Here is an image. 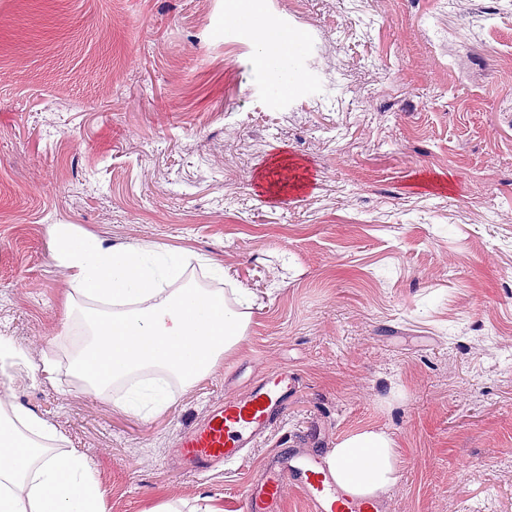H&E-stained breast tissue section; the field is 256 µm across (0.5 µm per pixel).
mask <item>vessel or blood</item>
I'll return each mask as SVG.
<instances>
[{
  "mask_svg": "<svg viewBox=\"0 0 512 512\" xmlns=\"http://www.w3.org/2000/svg\"><path fill=\"white\" fill-rule=\"evenodd\" d=\"M298 374L285 369L267 373L240 398L214 402L207 417L178 439L181 465L202 476L218 464L238 462L245 449L280 430L298 392ZM313 434L284 433L278 452L266 464L244 499V512H282L283 488L300 490L309 512H380L374 500L349 495L333 478Z\"/></svg>",
  "mask_w": 512,
  "mask_h": 512,
  "instance_id": "b4317fda",
  "label": "vessel or blood"
}]
</instances>
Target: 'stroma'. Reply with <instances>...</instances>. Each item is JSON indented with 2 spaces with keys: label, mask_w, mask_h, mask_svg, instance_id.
<instances>
[{
  "label": "stroma",
  "mask_w": 512,
  "mask_h": 512,
  "mask_svg": "<svg viewBox=\"0 0 512 512\" xmlns=\"http://www.w3.org/2000/svg\"><path fill=\"white\" fill-rule=\"evenodd\" d=\"M251 9L303 39L288 94L238 0H0V335L25 352L0 399L87 458L107 512H244L277 436L204 479L177 439L286 368L288 432L393 434L384 512H512V0ZM59 225L222 265L262 299L238 353L150 418L89 393ZM202 503V504H198ZM183 508H189L188 512H223L224 508L216 504V500L208 495L196 498V503L189 505L179 499L163 501L155 505L149 512H184Z\"/></svg>",
  "instance_id": "1"
}]
</instances>
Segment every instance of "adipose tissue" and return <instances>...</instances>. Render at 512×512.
Returning a JSON list of instances; mask_svg holds the SVG:
<instances>
[{
	"label": "adipose tissue",
	"instance_id": "1",
	"mask_svg": "<svg viewBox=\"0 0 512 512\" xmlns=\"http://www.w3.org/2000/svg\"><path fill=\"white\" fill-rule=\"evenodd\" d=\"M249 28L256 60L277 62L299 52L297 37L254 13ZM56 257L75 291L90 302L89 330L71 359L73 372L101 395L146 376L145 387L118 398V406L151 416L172 402V385L186 388L206 377L245 339L258 296L247 288L223 290L183 283L187 254L146 245L116 246L67 231L55 235ZM56 432L43 418L0 404V512H105L87 459L51 448ZM337 482L354 495L386 499L400 478L394 436L366 427L338 439L326 455Z\"/></svg>",
	"mask_w": 512,
	"mask_h": 512
}]
</instances>
